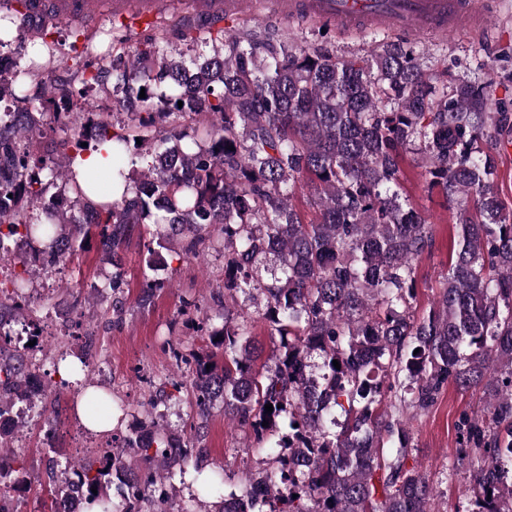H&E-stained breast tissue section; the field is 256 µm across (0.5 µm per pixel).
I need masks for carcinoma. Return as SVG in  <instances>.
Wrapping results in <instances>:
<instances>
[{
  "label": "carcinoma",
  "mask_w": 512,
  "mask_h": 512,
  "mask_svg": "<svg viewBox=\"0 0 512 512\" xmlns=\"http://www.w3.org/2000/svg\"><path fill=\"white\" fill-rule=\"evenodd\" d=\"M30 3L12 0L0 47ZM57 25L49 17L28 31L46 60L17 75L0 71V103L25 100L24 119L0 113V159L18 174L0 188V261L15 268L12 290L0 291V512H17L11 494L29 483L15 431L29 411L46 412L30 385L38 346L12 342V325L26 318L20 300L32 267L66 265L90 249V226L100 227L99 261L112 266L100 284L112 296L103 315L115 329L126 311L123 250L132 225L147 220L155 226L144 243L150 273L211 253L224 258L215 274L220 309L190 303L178 312L212 325L209 346L186 356L170 345L188 366L193 422L176 435L153 417L181 390L162 387L147 418L124 434L128 411L112 392L82 385L90 421L112 426L104 432L112 449L49 467L55 503L126 512L131 479L135 512H198L173 510L165 487L185 482L189 462L202 457L219 402L224 420L253 437L266 461L226 491L231 475L217 474L202 491L220 501L204 512H431L437 491L410 464L407 415L427 414L452 382L483 393L480 412L457 424L476 456L466 512H512V215L494 185L497 159L512 142V105L486 85L425 72L401 39L343 59L235 25L201 37L182 14L145 22L199 45L187 59L156 39L132 45V24L114 18L106 36L123 55L112 75L145 88L144 111L114 132L102 114L71 121L95 81L84 69H68L67 111H57L48 73L63 64L47 40ZM49 111L77 150L83 142L101 150L107 167L79 174L70 157L59 161L47 147L35 154ZM407 152L418 156L427 188L456 209L455 258L421 316L412 310L417 261L433 234L404 190ZM303 184L315 191L310 220L292 203ZM51 186L76 204L64 208L47 195ZM255 315L278 338L262 371Z\"/></svg>",
  "instance_id": "obj_1"
}]
</instances>
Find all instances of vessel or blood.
I'll return each instance as SVG.
<instances>
[{"label": "vessel or blood", "instance_id": "b4317fda", "mask_svg": "<svg viewBox=\"0 0 512 512\" xmlns=\"http://www.w3.org/2000/svg\"><path fill=\"white\" fill-rule=\"evenodd\" d=\"M275 18L297 16L329 22L346 31L371 26L410 36L422 32L450 33L473 27L478 20L476 0H269ZM253 0H194L196 16L223 19L252 11ZM183 0H32L28 14L96 23L98 15L158 19L182 11Z\"/></svg>", "mask_w": 512, "mask_h": 512}]
</instances>
